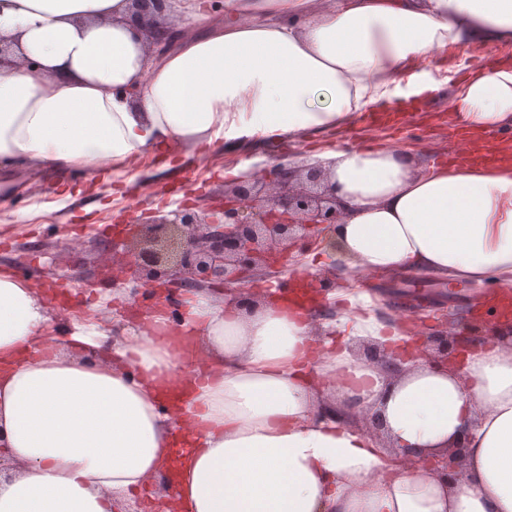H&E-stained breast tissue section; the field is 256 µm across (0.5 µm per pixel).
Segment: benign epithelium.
I'll list each match as a JSON object with an SVG mask.
<instances>
[{
	"label": "benign epithelium",
	"instance_id": "obj_1",
	"mask_svg": "<svg viewBox=\"0 0 512 512\" xmlns=\"http://www.w3.org/2000/svg\"><path fill=\"white\" fill-rule=\"evenodd\" d=\"M167 0H131L130 21L152 34L149 48L164 52L182 34V19L167 13ZM336 190L318 166L279 163L265 174H248L224 186L216 204L183 205L118 230L123 252L107 257L101 275L112 284H133L139 313L167 306L178 317L179 297L189 292L224 290L230 300L251 299L248 284L268 282L306 246L323 225L340 223ZM466 343L446 331L431 333L418 347L425 362L448 367ZM369 359L399 370L396 354L371 347ZM450 481L462 475V446L438 458L408 455ZM168 486L149 503L152 512H175Z\"/></svg>",
	"mask_w": 512,
	"mask_h": 512
}]
</instances>
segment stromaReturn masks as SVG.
I'll return each instance as SVG.
<instances>
[{
  "label": "stroma",
  "mask_w": 512,
  "mask_h": 512,
  "mask_svg": "<svg viewBox=\"0 0 512 512\" xmlns=\"http://www.w3.org/2000/svg\"><path fill=\"white\" fill-rule=\"evenodd\" d=\"M485 52L480 45L468 46L463 55L457 48H448L443 70L432 73L442 81V89L426 94L412 109L384 113L373 128L358 125L259 139L246 150L221 142L212 147L182 144L168 161L145 153L131 170L113 171L107 182L85 169L61 173L49 164L31 161L1 168L0 268L71 290L78 301L70 315L87 318L100 290L112 287L99 274L106 228L121 218L136 221L158 210H175L186 201V188L207 199L219 198L233 172L269 170L280 162L301 166L313 154L346 147L396 146L423 167L433 163L436 154L462 150L460 132L446 121L454 90L446 71L484 65ZM348 289L355 295L366 293L369 309L381 320L398 313L403 294L439 292L448 295L450 302L444 308H427L420 316L424 326L478 340L496 323L491 316L479 328L468 322L470 312L490 292L487 284L474 288L466 282L403 274L371 278L365 289L352 282Z\"/></svg>",
  "instance_id": "obj_1"
}]
</instances>
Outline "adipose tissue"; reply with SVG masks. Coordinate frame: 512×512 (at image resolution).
Listing matches in <instances>:
<instances>
[{
	"mask_svg": "<svg viewBox=\"0 0 512 512\" xmlns=\"http://www.w3.org/2000/svg\"><path fill=\"white\" fill-rule=\"evenodd\" d=\"M170 0L185 31L153 56L129 0H0V160L108 173L145 151L339 128L439 90L458 44L512 45V0ZM461 129L512 125V66L456 83ZM343 215L330 251L352 276L429 273L512 283V159L415 167L399 148L324 161ZM165 307L113 339L100 297L50 320L38 284L0 269V512H116L167 480L178 512H512V346L392 377L350 339L403 348L402 318L344 312L320 339L294 298ZM345 404H338V397ZM380 413V434L348 420ZM463 444L462 476L400 468Z\"/></svg>",
	"mask_w": 512,
	"mask_h": 512,
	"instance_id": "obj_1",
	"label": "adipose tissue"
}]
</instances>
